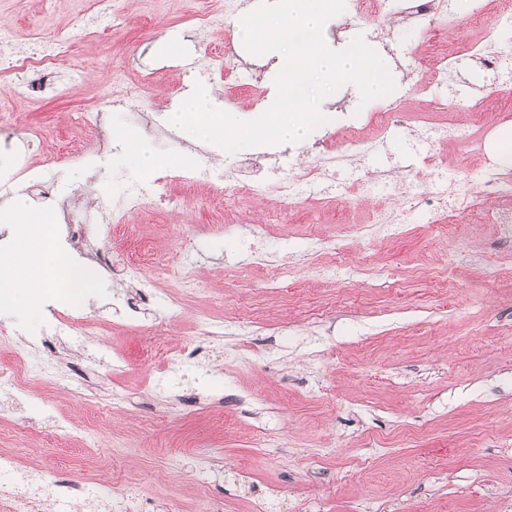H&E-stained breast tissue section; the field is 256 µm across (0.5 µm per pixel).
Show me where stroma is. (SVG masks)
I'll return each mask as SVG.
<instances>
[{"mask_svg":"<svg viewBox=\"0 0 512 512\" xmlns=\"http://www.w3.org/2000/svg\"><path fill=\"white\" fill-rule=\"evenodd\" d=\"M447 41L456 57L433 96L448 104L453 122L468 120L476 100H489L481 131L493 142L503 129L501 105L512 99V13L496 16L489 50L499 67L461 51L481 36L471 0H449ZM400 0H388L371 19L345 8L324 26L327 44L345 48L356 35L391 60L399 84L395 99L416 115L428 103L412 88L426 75L423 33L429 19L404 21ZM82 0H0V27L46 34L71 31ZM111 32L78 43L80 81L66 98L14 95L0 77V131L24 136L40 127L55 178L91 200L112 181L142 172L127 157L126 137L158 157L155 174L190 165L201 172L251 157L257 174L271 175L281 156L316 158L315 141L367 138L372 131L347 113L374 112L384 99L361 102L347 84L320 104L327 121L287 146H257L229 154L173 126L169 112L203 85L212 107L254 119L256 105L228 93L202 67L222 57L242 81H261L274 96V59L244 47L239 17L230 30L199 31L196 0H120ZM129 67L153 70L157 109L125 98ZM99 109L108 144L85 163L60 154L80 138L71 112ZM422 135L412 125L396 131L367 157L378 179L369 197L329 212L318 203L292 210L274 196L251 201L244 223L221 225L222 198L206 179L174 184L188 208L151 220L129 217L103 239L112 268L94 253L73 257L88 281L81 301L51 292L52 303L79 317V325L45 327L41 296L13 287L0 305V361L28 337L49 351L29 365L27 391L0 395V454L25 469L17 493L53 475L64 485L99 480L94 512L128 501V512H250L263 498L269 512H512V242L484 209L454 217L445 232L421 214L392 235L371 223L407 181L427 169L412 149ZM278 223H268L269 214ZM191 248L198 290L186 295L175 276L131 292L118 270L139 250L150 277L164 262L178 266ZM292 271L281 278L280 264ZM342 269L325 280L320 268ZM139 318L159 335L127 328L126 296ZM224 325L206 336L200 321ZM93 325V335L83 333Z\"/></svg>","mask_w":512,"mask_h":512,"instance_id":"35a3bbf8","label":"stroma"}]
</instances>
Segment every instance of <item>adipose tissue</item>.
Instances as JSON below:
<instances>
[{"instance_id": "1", "label": "adipose tissue", "mask_w": 512, "mask_h": 512, "mask_svg": "<svg viewBox=\"0 0 512 512\" xmlns=\"http://www.w3.org/2000/svg\"><path fill=\"white\" fill-rule=\"evenodd\" d=\"M13 222L19 226L36 223L39 229V250L43 259L38 267H30L27 244H20V257L15 266L4 270L0 268V283L16 282L27 288L68 289L71 295H78L83 286L82 274L70 267L69 261L50 247L54 232L53 217L50 213H40L38 219H31L30 209L25 200H18L13 212Z\"/></svg>"}]
</instances>
